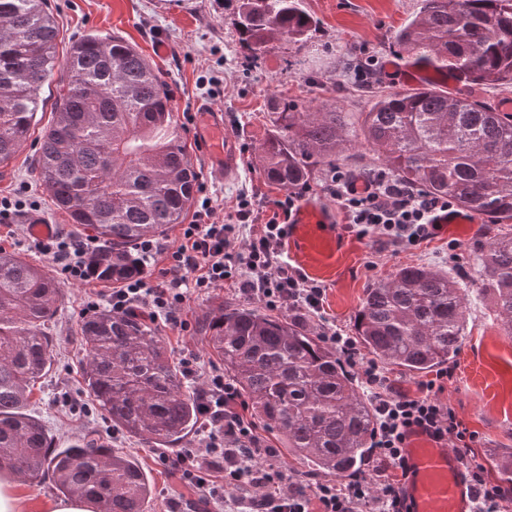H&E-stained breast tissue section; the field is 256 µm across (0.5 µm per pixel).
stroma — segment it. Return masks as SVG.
Returning <instances> with one entry per match:
<instances>
[{
	"instance_id": "obj_1",
	"label": "stroma",
	"mask_w": 512,
	"mask_h": 512,
	"mask_svg": "<svg viewBox=\"0 0 512 512\" xmlns=\"http://www.w3.org/2000/svg\"><path fill=\"white\" fill-rule=\"evenodd\" d=\"M235 0H48L59 28L57 55L65 57L72 43L87 35L118 36L149 61L171 97L173 116L188 146H195L192 119L198 104L222 110L229 131L241 153L238 172L223 180L211 172L206 158L192 161L214 202L217 222H225L241 194L256 196L265 204L281 197L284 187L269 183L258 165V148L270 128L267 114L273 98L288 100L299 109L324 106L346 113L357 122L367 111L373 92L402 89L398 75L384 64L400 51L396 31L413 17L420 0H305L319 27L304 44L276 42L258 59L250 61L240 45L233 24ZM165 52H158V44ZM379 60L368 83L356 81L353 65L367 56ZM36 147L26 142L0 167V200L14 203L7 223H0V250L15 253L35 264L45 257L31 251L21 217L31 214L56 225L64 234L83 229L58 212L37 182L29 161ZM327 167H318L309 181L307 200L320 204L344 240L334 266L308 272L310 281L325 290L323 315L343 334L354 335V318L366 288L399 267L422 265L471 273L475 255L489 241L487 217L458 234L433 237L412 250L385 246L375 238L357 236L343 220L334 201L321 192ZM85 288L63 284L55 316L46 327L52 340L54 364L35 390L30 412L45 426L57 447L91 434L117 451L134 457L147 472L154 490L148 512H166L175 496L174 481L159 461V449L147 448L120 431L95 408L82 389L79 315ZM241 304L245 298L236 285L193 299L185 317L196 333L183 337L162 323L154 329L165 341L174 360L184 350L206 355L198 332L213 302ZM455 375L440 398L450 404L477 440L466 449L468 459L485 465L490 480L500 481L499 471L487 467L489 449L512 446V336L495 312L492 291L470 288L466 296V335L455 362Z\"/></svg>"
}]
</instances>
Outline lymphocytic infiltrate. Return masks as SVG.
Instances as JSON below:
<instances>
[{"instance_id": "f902f5d3", "label": "lymphocytic infiltrate", "mask_w": 512, "mask_h": 512, "mask_svg": "<svg viewBox=\"0 0 512 512\" xmlns=\"http://www.w3.org/2000/svg\"><path fill=\"white\" fill-rule=\"evenodd\" d=\"M308 191L304 185L273 200L265 215L252 197L241 195L225 224L213 222L212 203L203 199L192 223L181 226L179 245L172 247L153 238L138 242L135 251L141 272L107 295L92 288L97 279L89 261L96 247L94 237L51 233L32 237L30 247L50 258L65 282L87 286L80 310L84 318L105 305L113 315L159 321L183 334L191 325L182 311L192 297L227 282L236 283L246 298L270 310L317 318L323 311V288L288 266L281 255ZM323 191L359 235L402 248L428 240L436 216L454 208L451 198L429 194L382 169L359 179L341 168L330 169ZM321 337L349 366L359 368L373 392L375 464L371 474L308 484L292 478L276 449L265 444L257 424L247 416L248 404L236 383L192 354L184 358L183 372L201 383L196 391L200 442L160 457L178 485L223 502L228 512H363L369 505L374 512H409L403 450L410 436L422 432L445 446H472L474 434L439 398L454 368L436 371L412 394L392 383L377 363L359 361L355 340L335 326L322 325ZM464 479L472 493L473 512H512V492L488 479L480 464H467Z\"/></svg>"}]
</instances>
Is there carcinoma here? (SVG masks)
Returning <instances> with one entry per match:
<instances>
[{
	"instance_id": "obj_1",
	"label": "carcinoma",
	"mask_w": 512,
	"mask_h": 512,
	"mask_svg": "<svg viewBox=\"0 0 512 512\" xmlns=\"http://www.w3.org/2000/svg\"><path fill=\"white\" fill-rule=\"evenodd\" d=\"M239 40L257 59L275 41L305 43L318 21L303 0H236ZM58 31L46 0H0V165L31 137L39 91L60 67L53 119L32 158L57 209L95 232L104 282L136 271L133 245L179 224L197 182L170 97L147 59L125 40L87 35L57 64ZM398 47L437 73L468 83H512V0H421L395 33ZM343 112H296L272 103L258 161L268 182L293 187L348 149ZM360 136L401 180L512 221V113L436 88L373 97ZM478 286L493 291L512 333V236L477 256ZM466 283L427 266H405L366 289L356 339L379 362L409 374L448 364L465 336ZM62 296L43 266L0 252V470L50 477L65 497L97 512H146L152 484L138 462L85 436L54 448L30 414L33 389L53 364L44 332ZM82 384L112 427L147 448L179 444L200 422L198 401L161 337L144 321L103 310L80 327ZM203 341L252 403L284 453L312 471L346 476L372 456L374 414L339 352L302 316L217 302ZM512 483V448L491 450Z\"/></svg>"
}]
</instances>
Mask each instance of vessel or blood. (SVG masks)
<instances>
[{
    "instance_id": "vessel-or-blood-1",
    "label": "vessel or blood",
    "mask_w": 512,
    "mask_h": 512,
    "mask_svg": "<svg viewBox=\"0 0 512 512\" xmlns=\"http://www.w3.org/2000/svg\"><path fill=\"white\" fill-rule=\"evenodd\" d=\"M199 113L201 129L196 141L200 152L222 178H232L238 168V153L222 111L203 104ZM327 221L319 205L306 202L288 233L291 253L313 271L325 269L340 248L337 233L323 228ZM404 454L408 466L405 493L411 512H472L471 495L463 478L465 457L460 451L417 433L409 439Z\"/></svg>"
}]
</instances>
